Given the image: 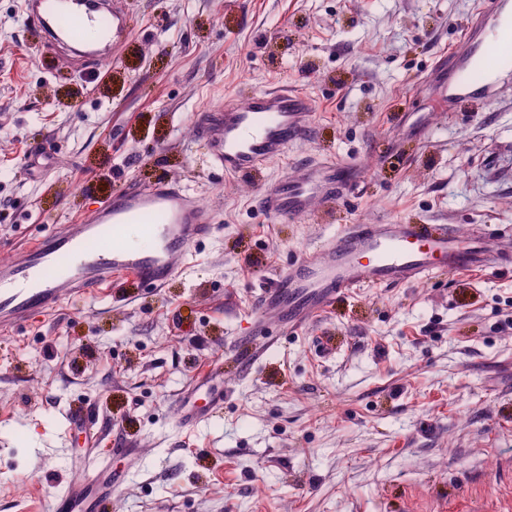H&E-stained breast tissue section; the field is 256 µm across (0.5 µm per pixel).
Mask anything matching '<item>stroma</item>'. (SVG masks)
I'll return each mask as SVG.
<instances>
[{
  "label": "stroma",
  "mask_w": 512,
  "mask_h": 512,
  "mask_svg": "<svg viewBox=\"0 0 512 512\" xmlns=\"http://www.w3.org/2000/svg\"><path fill=\"white\" fill-rule=\"evenodd\" d=\"M477 8L126 0L129 49L85 76L42 52L22 0H0V262L160 179L215 216L166 287L129 280L0 337V512H52L91 455L123 472L110 512H512V270L357 288L293 332L253 307L349 224L481 225L512 253V76L478 111L432 105ZM280 87L313 99L306 135L264 180L214 169L198 113ZM39 149L53 165L36 175ZM327 158L361 174L328 221L261 211L264 183ZM260 330L275 345L255 359ZM206 372L224 406L183 426ZM79 406L94 446L65 429Z\"/></svg>",
  "instance_id": "1"
}]
</instances>
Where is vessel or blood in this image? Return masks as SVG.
I'll use <instances>...</instances> for the list:
<instances>
[{
  "instance_id": "vessel-or-blood-1",
  "label": "vessel or blood",
  "mask_w": 512,
  "mask_h": 512,
  "mask_svg": "<svg viewBox=\"0 0 512 512\" xmlns=\"http://www.w3.org/2000/svg\"><path fill=\"white\" fill-rule=\"evenodd\" d=\"M23 13L46 52H57L62 36L81 46L76 65L90 73L101 59L117 58L131 40L123 0H23ZM438 66L447 74L443 101L449 111L493 102L501 76L512 72V0H482L460 46ZM313 110L304 95L257 91L246 102L228 98L201 111L196 130L216 168L255 177L268 162L286 156ZM351 182L349 170L327 160L264 187L259 206L271 217L294 221L314 215L316 204L334 206ZM133 225L150 239L149 248L124 243V231ZM213 231L211 211L178 184L163 180L147 189L129 187L78 223L17 248L0 263V333L14 334L65 299L108 292L128 277L150 288L165 287L186 266L192 248ZM508 266L512 256L487 251L478 230L464 238L445 224H352L282 272L256 303L258 310L275 312L284 326L297 329L355 288ZM199 384L208 400L201 405L192 396L182 405L180 419L188 427L210 420L224 404L223 389L212 386L210 378ZM86 470V478L57 493L55 512H108L119 484L111 462L92 458Z\"/></svg>"
}]
</instances>
